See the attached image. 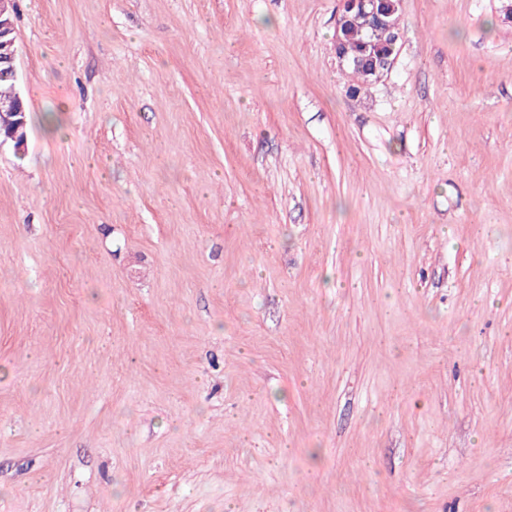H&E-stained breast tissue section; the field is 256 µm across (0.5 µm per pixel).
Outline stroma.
Wrapping results in <instances>:
<instances>
[{
    "label": "stroma",
    "instance_id": "stroma-1",
    "mask_svg": "<svg viewBox=\"0 0 512 512\" xmlns=\"http://www.w3.org/2000/svg\"><path fill=\"white\" fill-rule=\"evenodd\" d=\"M504 4L17 0L0 512H512ZM399 4L400 0H340V7L336 12L334 48L340 65L346 66L351 71L353 81H357L349 88L351 94L356 95L373 82L378 81L392 67L398 52V49L395 48V51L379 55L380 51L371 47L366 48V21L363 18H358L355 21L354 19L359 16L371 18L372 45H376L378 48L381 46L397 47L401 39V30L399 24L396 25L392 17L395 14L394 18L399 17L397 14ZM348 29L344 43L340 47L341 53L347 59L344 55H339L338 45L342 41L340 33L344 34ZM378 55L379 63L385 69L382 75H380V70L374 68ZM351 60H357L360 64V68L356 72L357 77L352 72L356 68V63ZM378 75L380 76L378 77ZM24 100H19L16 103L0 101V124L3 123L4 127L11 128L10 137L14 142V146L20 149L26 144V121L23 111ZM25 104V112L27 106Z\"/></svg>",
    "mask_w": 512,
    "mask_h": 512
}]
</instances>
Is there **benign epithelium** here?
<instances>
[{
  "label": "benign epithelium",
  "mask_w": 512,
  "mask_h": 512,
  "mask_svg": "<svg viewBox=\"0 0 512 512\" xmlns=\"http://www.w3.org/2000/svg\"><path fill=\"white\" fill-rule=\"evenodd\" d=\"M400 0H340L336 12V39L339 45L341 34L346 32L355 18L365 16L372 20L371 44L378 47L399 45L401 30L392 20L399 11ZM14 12V0H0V41H4L11 50L0 51V69L7 75L17 76V49L15 23L11 19ZM0 124L11 128L10 137L14 146L20 149L26 144V121L23 101L16 103L0 101Z\"/></svg>",
  "instance_id": "benign-epithelium-1"
}]
</instances>
